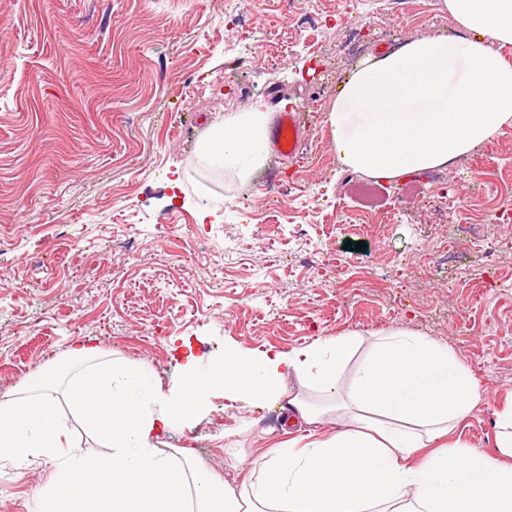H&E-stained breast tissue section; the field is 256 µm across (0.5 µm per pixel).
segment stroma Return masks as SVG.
<instances>
[{
  "label": "stroma",
  "instance_id": "obj_1",
  "mask_svg": "<svg viewBox=\"0 0 512 512\" xmlns=\"http://www.w3.org/2000/svg\"><path fill=\"white\" fill-rule=\"evenodd\" d=\"M440 32L468 37L443 0H0V397L51 371L64 392L79 340L166 391L189 352L204 369L229 348L401 327L479 377L460 431L495 454L512 219L482 246L465 223L491 203L473 171L512 172V125L448 166L379 180L337 162L326 122L358 63ZM273 88L306 106L302 156L269 153L244 182L205 165L211 124ZM448 193L466 201L455 222ZM271 436H286L278 407L229 408L219 391L162 442L229 481L225 447L248 456ZM51 475L0 456V512H34Z\"/></svg>",
  "mask_w": 512,
  "mask_h": 512
}]
</instances>
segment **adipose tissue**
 <instances>
[{
    "label": "adipose tissue",
    "mask_w": 512,
    "mask_h": 512,
    "mask_svg": "<svg viewBox=\"0 0 512 512\" xmlns=\"http://www.w3.org/2000/svg\"><path fill=\"white\" fill-rule=\"evenodd\" d=\"M472 35L444 34L358 64L333 101L328 124L340 165L378 179L446 165L512 124V0H444ZM263 103L212 125L200 153L248 179L268 157ZM85 370L68 400L105 451L77 454L58 417L51 375L0 401V453L54 468L36 512H512V402L497 414V457L472 448L457 428L481 398L480 380L447 344L404 328L357 331L281 352L227 351L198 373L188 358L180 387L166 394L147 371L100 360L74 343ZM352 373L340 384L344 368ZM320 394L289 396L288 377ZM249 407L286 402L294 438L212 475L183 449L160 448L165 433L207 411L215 392ZM335 424L328 436L316 428Z\"/></svg>",
    "instance_id": "obj_1"
}]
</instances>
